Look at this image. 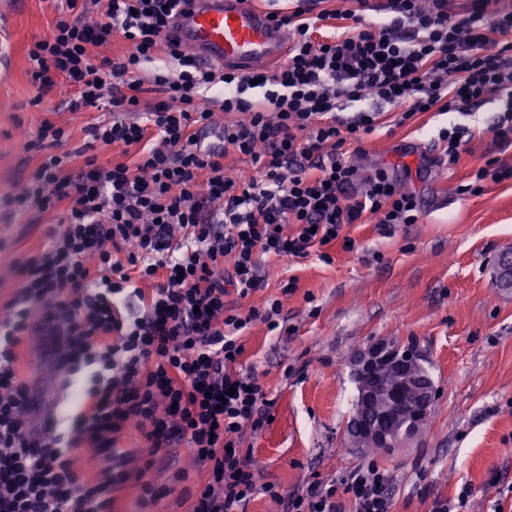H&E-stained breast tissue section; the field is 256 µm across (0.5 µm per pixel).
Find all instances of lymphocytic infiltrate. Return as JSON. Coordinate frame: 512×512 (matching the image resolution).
Segmentation results:
<instances>
[{"label":"lymphocytic infiltrate","instance_id":"obj_1","mask_svg":"<svg viewBox=\"0 0 512 512\" xmlns=\"http://www.w3.org/2000/svg\"><path fill=\"white\" fill-rule=\"evenodd\" d=\"M322 2L276 14L292 36L288 57L256 85L199 66L171 36L181 0H105L91 22L88 0H64L34 42L40 94L105 106L111 120L87 134L124 160L92 155L68 171L76 154L50 120L26 143L44 159L24 199L40 214L66 212L43 248L12 260L20 290L0 307V512H112L128 485L151 506L172 491L154 477L155 461L178 443L186 467L209 471L191 512H241L259 487L240 444L268 426L272 401L241 367L240 334L277 330L282 313L281 298L251 302L257 254L327 263L326 246L351 225L384 232L419 219L416 197L386 171L350 194L357 171L345 156L379 114L341 117L339 99H379L404 121L493 99L494 139L512 144V10L498 0H353L331 11ZM370 12L381 21L365 23ZM329 18L337 31L319 35ZM116 38L123 55H91ZM161 52L164 68L154 65ZM255 86L261 96L248 99ZM148 90L155 100L144 101ZM218 110L220 150L200 136ZM229 153L250 158L255 174L226 167ZM231 289L239 304L225 303ZM133 297L143 315L128 314ZM36 313L54 322L60 359L83 384L68 426L34 440L17 360ZM131 426L144 440L134 467L117 446ZM391 482L369 465L285 497L262 488L286 512H392Z\"/></svg>","mask_w":512,"mask_h":512}]
</instances>
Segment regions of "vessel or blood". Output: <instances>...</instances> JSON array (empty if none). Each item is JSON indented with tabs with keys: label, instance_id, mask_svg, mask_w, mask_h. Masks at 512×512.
Returning a JSON list of instances; mask_svg holds the SVG:
<instances>
[{
	"label": "vessel or blood",
	"instance_id": "b4317fda",
	"mask_svg": "<svg viewBox=\"0 0 512 512\" xmlns=\"http://www.w3.org/2000/svg\"><path fill=\"white\" fill-rule=\"evenodd\" d=\"M181 44L198 61L239 74H252L281 61L288 48V31L250 0H185L174 21ZM33 434H41L57 421L54 400L30 389Z\"/></svg>",
	"mask_w": 512,
	"mask_h": 512
}]
</instances>
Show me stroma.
I'll return each instance as SVG.
<instances>
[{
    "mask_svg": "<svg viewBox=\"0 0 512 512\" xmlns=\"http://www.w3.org/2000/svg\"><path fill=\"white\" fill-rule=\"evenodd\" d=\"M55 20L52 0H0V304L19 286L10 261L37 252L53 222L13 203L42 160L24 150L20 131L33 134L42 120L55 121L68 130L72 149L88 143L89 126L110 118L39 95L28 50ZM377 108L382 124L363 135L352 162L362 179L386 170L416 196L421 217L389 236L371 223L352 225V248L332 243L328 264L313 255H257L263 286L252 301L281 299L286 330L259 324L242 338V364L262 374L273 402L267 429L242 440L260 484L245 512H282L263 484L288 495L371 462L392 475L393 512H429L434 500L455 498L465 484L473 491L471 512L498 505L512 512V288L497 283L498 259L512 253V181H484L477 195L457 191L488 158L512 165V146L499 147L490 131L499 104L423 112L401 126L387 103L347 102L343 115ZM453 124L472 129L474 139L455 166L435 165L431 178H423L402 149L411 142L437 148L439 130ZM291 279L296 289L283 295ZM373 340L417 349L437 392L418 439L392 452L361 451L346 430L357 399L350 359ZM49 347L41 322H34L19 373L71 402L73 391L62 388L64 371ZM184 452L177 446L159 455L157 476L174 492L152 512H190L207 482L204 468L180 476Z\"/></svg>",
    "mask_w": 512,
    "mask_h": 512,
    "instance_id": "35a3bbf8",
    "label": "stroma"
}]
</instances>
